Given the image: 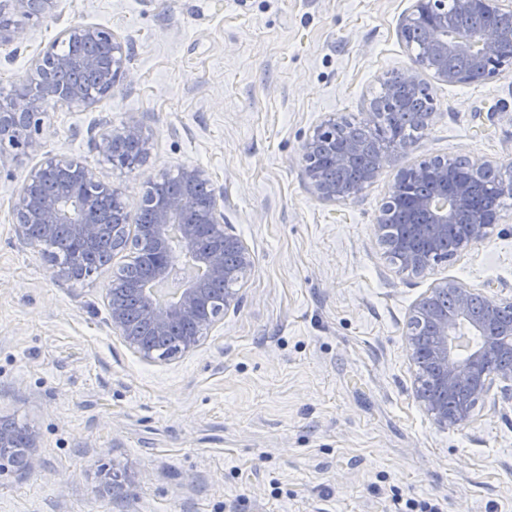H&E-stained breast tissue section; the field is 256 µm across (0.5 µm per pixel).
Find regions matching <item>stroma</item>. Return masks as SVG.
I'll return each mask as SVG.
<instances>
[{
  "label": "stroma",
  "instance_id": "obj_1",
  "mask_svg": "<svg viewBox=\"0 0 512 512\" xmlns=\"http://www.w3.org/2000/svg\"><path fill=\"white\" fill-rule=\"evenodd\" d=\"M413 0H61L0 52V99L70 24L131 45L118 91L43 117L40 153L0 158V419L38 436L37 468L0 460V512H512V404L499 392L443 429L416 395L414 304L439 279L512 298V208L467 254L421 274L390 261L375 226L398 169L435 157L512 163V67L448 85L434 116L385 153L381 176L336 203L309 191L301 148L329 114L363 118L412 65L398 30ZM144 127L146 165L118 169L91 143ZM52 153L136 203L161 175L206 169L248 246L244 298L166 360L140 358L108 323L106 286L131 261L54 277L15 232L26 173ZM121 475L125 491L109 483Z\"/></svg>",
  "mask_w": 512,
  "mask_h": 512
}]
</instances>
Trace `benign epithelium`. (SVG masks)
<instances>
[{
  "label": "benign epithelium",
  "instance_id": "obj_1",
  "mask_svg": "<svg viewBox=\"0 0 512 512\" xmlns=\"http://www.w3.org/2000/svg\"><path fill=\"white\" fill-rule=\"evenodd\" d=\"M58 0H0V12L19 15L27 20H39L57 12ZM445 0H415L412 9L400 22V37L420 23L433 27V34L419 50L413 51V65L394 74L397 85L417 90L423 87L422 73L430 71L435 79L445 83H461L465 76L448 68L446 61L464 55L479 74L477 81L499 75L500 56L505 45L512 46V33L489 24L460 39L448 38L442 26ZM104 43L108 48V64L95 56L74 58L58 51L59 42ZM127 45L111 29L86 24L71 25L63 30L44 52L35 56L14 96L0 104V136L10 138L26 152H36L41 145L37 135L42 130V116L58 104L90 102L86 89L80 84L61 86L54 75L70 69H86L98 75L100 94L117 90L128 78ZM336 115L328 116L313 129L302 146L304 175L311 193L319 200L334 202L360 195L373 183L382 170L377 163L367 169L360 183L345 186L331 178L324 164L318 161L323 137L336 129ZM133 143L139 153L137 165H145L152 142L137 123L125 124L103 134L94 143L95 149L117 167H123L119 155ZM361 145L355 140L337 145L328 164L348 166ZM461 161L442 159L429 171L426 163L399 169L395 174V191L380 210L376 231L398 255L403 271L419 273L441 257L440 247L448 238V228L456 226L460 215L468 223L460 225L453 243L454 256L469 252L487 238L491 224L484 212L473 207L470 182L457 176ZM113 199L122 201L127 225L125 235L115 249L125 250L143 241L157 256L152 275L161 283L177 281L179 298L167 306H157L145 295L139 305L143 318L155 334L165 335L171 326L191 324L194 331L178 341L176 353L194 350L201 336L207 333L226 313L242 303L241 289L235 287L253 264L244 241L224 223V193L217 188L209 173L200 166L180 169L179 190L156 199L142 197L136 209L123 202L121 187L104 184L88 167L66 158L47 154L26 175L15 197L13 209L20 237L33 245L51 239L65 224L75 240L84 248L98 245L106 225L102 224L100 206ZM396 211L409 216L410 235L387 238V223ZM172 224L182 226L180 240L209 273L208 280L229 284L224 289V304L216 311L206 309V289L200 282L182 279V271L172 261L166 236ZM57 276L71 281L84 278L81 260L74 258L54 268ZM128 289V281L118 275L107 285L110 326L126 344L145 360L154 359V348L132 332L126 309L114 297ZM512 301L495 299L483 290L468 288L454 279L435 282L429 293L414 306L409 324L408 342L411 351L422 352L432 368L429 385L444 393L445 398L425 402L428 414L441 428H453L468 422L477 403L488 395L494 382L502 383L503 398L512 400V364L498 368L489 362L498 356L512 357V328L491 331Z\"/></svg>",
  "mask_w": 512,
  "mask_h": 512
}]
</instances>
